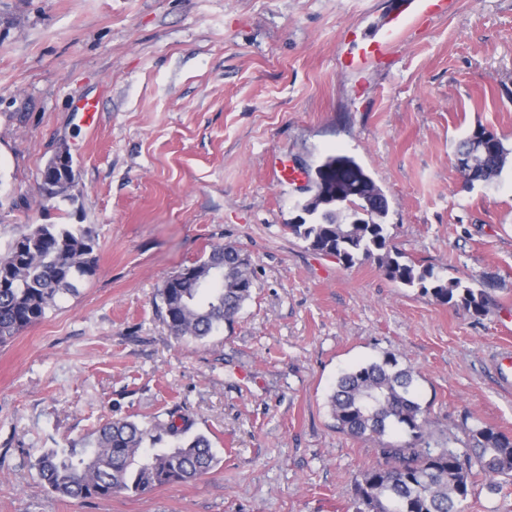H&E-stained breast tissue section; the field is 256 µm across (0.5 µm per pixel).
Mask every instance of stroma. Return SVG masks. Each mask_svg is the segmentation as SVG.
I'll return each instance as SVG.
<instances>
[{
    "label": "stroma",
    "instance_id": "1",
    "mask_svg": "<svg viewBox=\"0 0 512 512\" xmlns=\"http://www.w3.org/2000/svg\"><path fill=\"white\" fill-rule=\"evenodd\" d=\"M407 0H0V254L33 224H79L95 272L0 344V512H353L380 444L339 431L328 400L384 354L414 370L437 429L512 437V162L492 184L456 165L475 127L512 149V0H448L360 73L341 60ZM96 103L95 129L72 106ZM78 170L43 200L58 147ZM355 157L389 201V244L488 289L485 316L346 267L289 226L299 184ZM246 255L231 325L176 340L160 291L214 247ZM185 416L218 458L202 478L77 501L34 463L105 423ZM53 157L47 162L42 177L44 176L45 180L41 187H39L40 194L42 197H44L45 200L47 199H53L56 197H65L69 196L68 192L73 187L74 183L71 184H63L61 183L63 178H67L66 173H62L58 169H51L49 168L52 163ZM47 199H46V198Z\"/></svg>",
    "mask_w": 512,
    "mask_h": 512
}]
</instances>
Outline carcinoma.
<instances>
[{
	"label": "carcinoma",
	"instance_id": "cac0c4a2",
	"mask_svg": "<svg viewBox=\"0 0 512 512\" xmlns=\"http://www.w3.org/2000/svg\"><path fill=\"white\" fill-rule=\"evenodd\" d=\"M479 126L459 143L456 153L476 160L471 182L490 184L502 173L512 150L496 134L488 142ZM42 197H65L72 188L67 174L44 168ZM342 204L336 205V193ZM303 224L288 228L316 252L335 256L348 267L374 260L393 281L418 288L442 304L461 306L474 316L487 312L489 293L459 279H444L421 268L392 248L385 232L389 203L383 189L353 157L328 154L317 165L315 190L303 202ZM96 242L92 230L77 224H35L0 255V343L41 321L76 282L94 274ZM232 246L214 248L202 261L183 269L161 289L165 321L177 339L202 341L233 322L251 298L249 265L238 263ZM221 269L224 277L214 278ZM336 428L353 437L382 442L383 462L364 472L355 488L353 512H460L477 485L497 492L512 479V437L491 427L470 429L465 446L457 438L436 434L419 402L413 373L386 355L344 372L330 397ZM187 421L175 414L144 426L118 420L104 424L81 451L51 449L34 467L48 489L72 500L107 498L116 492L143 494L156 487L197 480L217 463L210 440L186 436ZM407 439L383 442L390 433ZM168 449H148L163 436Z\"/></svg>",
	"mask_w": 512,
	"mask_h": 512
}]
</instances>
